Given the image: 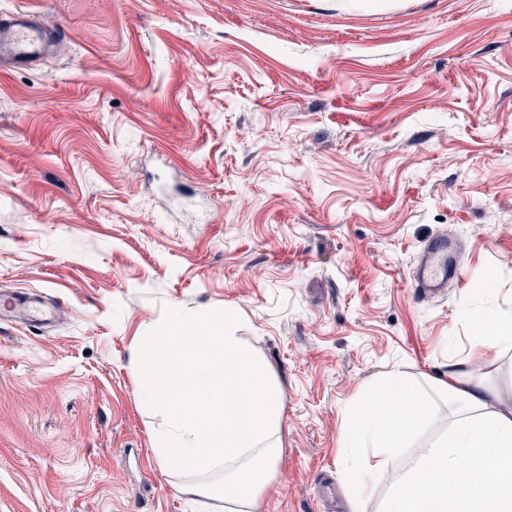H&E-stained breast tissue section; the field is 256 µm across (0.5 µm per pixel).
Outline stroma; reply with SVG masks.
Masks as SVG:
<instances>
[{"instance_id":"35a3bbf8","label":"stroma","mask_w":512,"mask_h":512,"mask_svg":"<svg viewBox=\"0 0 512 512\" xmlns=\"http://www.w3.org/2000/svg\"><path fill=\"white\" fill-rule=\"evenodd\" d=\"M71 38L0 72V512H191L136 355L164 306L236 312L283 404L260 512H324L351 406L472 362L512 393V0H0ZM460 275L425 298L431 239ZM486 278V289L475 288ZM23 316L30 325L41 327L54 318V310L44 306L38 299L27 294L0 296V312ZM476 323L479 329L476 346L508 348L512 343V327L501 323L497 315L484 314L476 319ZM490 329L493 331L488 332Z\"/></svg>"}]
</instances>
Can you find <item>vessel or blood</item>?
Returning a JSON list of instances; mask_svg holds the SVG:
<instances>
[{
  "mask_svg": "<svg viewBox=\"0 0 512 512\" xmlns=\"http://www.w3.org/2000/svg\"><path fill=\"white\" fill-rule=\"evenodd\" d=\"M66 29L43 23L38 15L21 10L0 15V67L29 66L41 58L49 46L66 42ZM460 272L447 239L436 238L422 249L416 266L414 286L425 296H435L447 288L449 279ZM23 316L30 325L40 327L54 318V311L27 294L0 296V312Z\"/></svg>",
  "mask_w": 512,
  "mask_h": 512,
  "instance_id": "1",
  "label": "vessel or blood"
}]
</instances>
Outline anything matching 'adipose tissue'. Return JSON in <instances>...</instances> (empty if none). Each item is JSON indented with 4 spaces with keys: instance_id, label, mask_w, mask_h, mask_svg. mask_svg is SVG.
Returning <instances> with one entry per match:
<instances>
[{
    "instance_id": "1",
    "label": "adipose tissue",
    "mask_w": 512,
    "mask_h": 512,
    "mask_svg": "<svg viewBox=\"0 0 512 512\" xmlns=\"http://www.w3.org/2000/svg\"><path fill=\"white\" fill-rule=\"evenodd\" d=\"M437 397L449 402L451 416L435 411ZM349 421L352 447L374 451L367 471L346 473L358 502L382 483L380 512H512V400L466 363H449L446 377L421 387L389 372L356 400ZM437 426L441 435L410 469L392 467L397 448L419 428Z\"/></svg>"
}]
</instances>
